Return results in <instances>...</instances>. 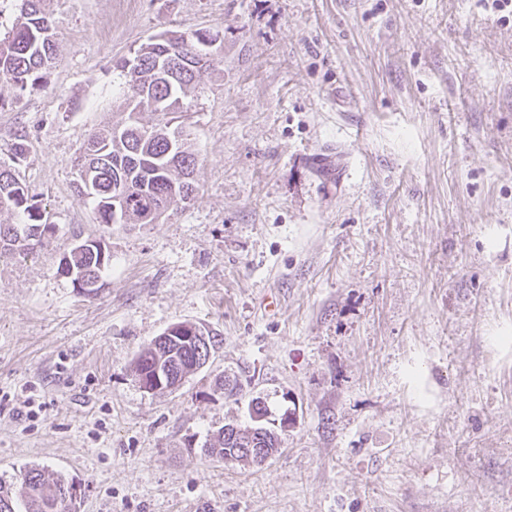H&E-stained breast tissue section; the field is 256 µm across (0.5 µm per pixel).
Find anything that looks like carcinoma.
Instances as JSON below:
<instances>
[{
    "label": "carcinoma",
    "instance_id": "cac0c4a2",
    "mask_svg": "<svg viewBox=\"0 0 512 512\" xmlns=\"http://www.w3.org/2000/svg\"><path fill=\"white\" fill-rule=\"evenodd\" d=\"M43 0H22L16 23L0 38V80L18 93L41 87L55 58L53 18L42 8ZM224 36L199 29L190 33L165 32L115 62L125 78L126 96L133 103L128 120L92 132L77 158V170L87 179L77 180L79 196L90 201L100 224H151L162 213L174 210L183 198L195 194L198 156L190 134L177 124L185 101L196 96L201 85L222 62ZM152 112L150 124L140 122V106ZM16 214L19 222L0 224V254L33 250L55 233L47 223L36 196L22 182L16 168L0 163V211ZM81 245L63 254L57 272L77 288L96 283L110 256L101 241L76 236ZM150 342L138 355L135 376L159 371L176 384L193 371L200 354L196 347ZM253 420L239 424L240 440L219 433L216 443L204 448L222 459L234 457V449L246 448ZM20 496L13 485L0 482V512H76L71 502L59 509L63 494L75 483L58 476L49 480L38 468L19 476Z\"/></svg>",
    "mask_w": 512,
    "mask_h": 512
}]
</instances>
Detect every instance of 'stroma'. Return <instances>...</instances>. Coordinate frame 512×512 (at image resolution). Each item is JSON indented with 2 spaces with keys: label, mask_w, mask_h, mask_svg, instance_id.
I'll return each mask as SVG.
<instances>
[{
  "label": "stroma",
  "mask_w": 512,
  "mask_h": 512,
  "mask_svg": "<svg viewBox=\"0 0 512 512\" xmlns=\"http://www.w3.org/2000/svg\"><path fill=\"white\" fill-rule=\"evenodd\" d=\"M44 87L0 83V162L55 224L0 255V480L80 484L78 512H512V20L481 0H45ZM224 32L187 112L199 190L155 224L75 191L121 121L113 64ZM112 256L93 295L75 234ZM216 334L174 390L134 377L169 325ZM290 417L261 466L205 456L246 402ZM81 240V245L77 246V240ZM74 246L69 252L64 253L59 261L57 272L67 278H70L75 287L90 292L93 289H86L84 286L89 283L95 284L107 267L110 256L106 254L101 241L93 238H81V234L76 235Z\"/></svg>",
  "instance_id": "35a3bbf8"
}]
</instances>
